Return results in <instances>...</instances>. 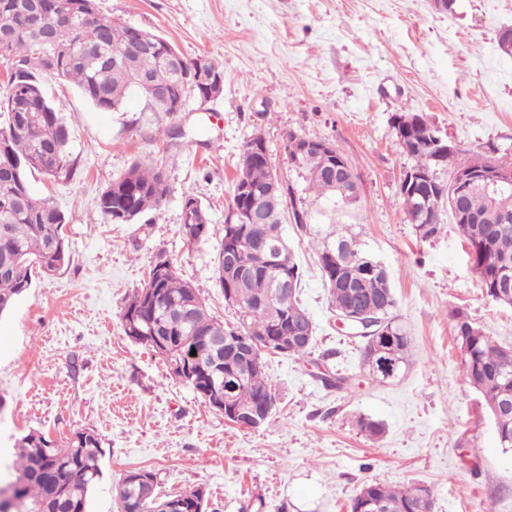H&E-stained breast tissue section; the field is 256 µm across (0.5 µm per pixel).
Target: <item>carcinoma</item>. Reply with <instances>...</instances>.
Masks as SVG:
<instances>
[{
  "label": "carcinoma",
  "instance_id": "obj_1",
  "mask_svg": "<svg viewBox=\"0 0 512 512\" xmlns=\"http://www.w3.org/2000/svg\"><path fill=\"white\" fill-rule=\"evenodd\" d=\"M74 15V22H61L52 30L34 28L26 14L54 9L58 0H0V65L5 67L6 80L0 84V113H6L7 126L18 132L7 140L0 139V225H8V239L0 240L3 255L20 253L36 260L37 268L13 273L0 269V314L9 312L31 287L32 275L44 269L56 273L70 263L65 247L64 213L45 197L35 195L28 175L41 172L42 157L55 155L58 165L44 175H68L74 161L68 150L69 125L47 99L42 81L51 76L74 84L81 95L101 111L116 112L131 93H144L137 76L165 79L168 99L150 105L154 112H168L174 105L188 101L190 96L205 93L201 84L184 81L182 70L167 65L154 47H131V28L127 22L98 18L94 10L98 0H65ZM59 44L69 46L64 56L55 52ZM125 50L131 56L126 62L114 63L109 54ZM395 136L414 164L411 170L424 175L435 169L451 166L453 172L473 168L478 159L458 149L444 160H437L433 136L438 134L419 113L396 112ZM293 168L301 182L287 181L295 188L296 202L302 213L315 217V205L321 199L331 200L344 211L360 209L361 195L357 174L348 157L334 147L325 157L312 152L298 154ZM271 180L267 145L249 140L240 154L232 201L224 216V236L217 257L216 282L224 293V303L235 309L236 322L229 326L211 316L202 289L182 279L173 263L160 256L150 266L144 284L125 299L122 310L123 331L131 336L133 325L156 329V334L169 342L167 354L159 355L168 371L191 357V351L202 349L204 336L222 337L228 341L241 324L253 334L279 336L284 322L282 313L306 312L299 293L272 295L273 271L257 266L241 280L224 264V252L233 245L246 247L263 241L266 249L288 246L283 217L276 212L265 224H251L242 219L250 208L249 194L266 189ZM168 192L165 166L158 158L148 162L135 161L127 171L106 186L99 196L98 209L102 219L111 224H128L147 212L157 211ZM405 214L414 224L420 240L436 238L444 222L427 221L433 214L450 211L454 223L470 248L473 268L486 295L501 306L512 307V297L503 298L501 273L512 279V192L495 196L479 182L463 188L458 201H453L452 183L436 184L427 178L400 183ZM192 204L193 224L180 225L182 237L193 243L207 239L211 220L207 209L195 198ZM317 264L329 289L336 309L354 307L374 315L387 332L388 360L396 370L405 368L410 359L413 339L394 315L396 298L384 265L362 248L357 236L348 229L335 230L318 243ZM273 301V307L264 305ZM456 339L462 351V379L482 397L486 409L507 399L512 402V346L496 344L459 312L455 322ZM207 406L212 398L205 392L203 373L184 379ZM264 396H277L265 373L264 363L251 364L235 387L234 398L242 408L252 406ZM497 438L503 451H512V408L492 415ZM103 456L99 434L91 429L74 432L63 445L54 443L42 433L30 432L17 440L15 459L14 504L0 503V512H87L88 498L102 478L100 460ZM148 479L159 487L156 473L147 469L126 471L114 487L119 512H144L134 477ZM421 486L403 488L380 483H365L359 493H368L380 503V512H409Z\"/></svg>",
  "mask_w": 512,
  "mask_h": 512
}]
</instances>
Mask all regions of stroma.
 Segmentation results:
<instances>
[{"instance_id": "stroma-1", "label": "stroma", "mask_w": 512, "mask_h": 512, "mask_svg": "<svg viewBox=\"0 0 512 512\" xmlns=\"http://www.w3.org/2000/svg\"><path fill=\"white\" fill-rule=\"evenodd\" d=\"M101 14L167 38L188 58L224 68L219 99L186 112H151L140 95L120 112L98 110L72 86L44 84L71 126L69 176L31 180L65 213L72 262L34 279L0 316V479L11 480L15 442L39 431L66 442L92 429L102 440L103 479L88 512H118L113 487L134 468L157 472L165 492L206 489L214 512H351L360 487L428 486L435 512H512V452L503 451L479 394L461 376L452 313L494 342L512 345V308L487 297L452 217L419 240L399 185L413 160L390 119L417 112L471 157L488 144L512 153V56L498 48L512 28V0H99ZM181 125L162 143L157 128ZM295 132L336 144L362 182V208L325 207L321 230L343 225L388 270L395 313L413 338L410 365L374 381L354 339L336 326L312 238L289 228L305 276L301 300L317 352L348 378L324 389L311 361L270 354L278 405L256 431L240 429L169 376L149 347L123 332V299L157 255L203 289L213 314L234 319L215 285V256L236 164L256 134L271 163L292 176L282 145ZM162 156L169 192L159 211L132 224L96 223L101 190L133 160ZM205 206L212 235L179 233L182 205ZM383 423L372 440L358 417Z\"/></svg>"}]
</instances>
